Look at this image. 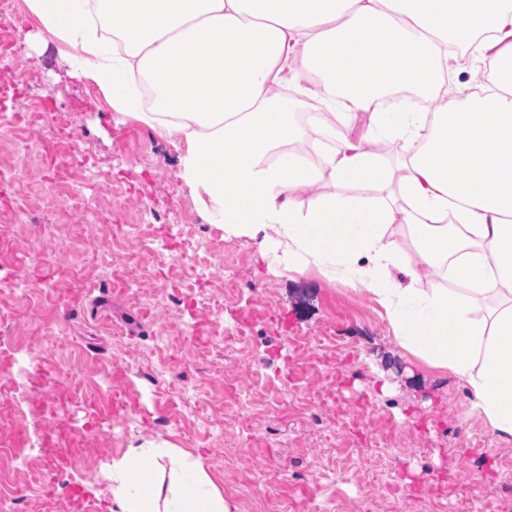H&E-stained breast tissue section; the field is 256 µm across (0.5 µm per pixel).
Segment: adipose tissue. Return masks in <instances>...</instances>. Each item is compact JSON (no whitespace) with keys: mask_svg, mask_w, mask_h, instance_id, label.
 <instances>
[{"mask_svg":"<svg viewBox=\"0 0 512 512\" xmlns=\"http://www.w3.org/2000/svg\"><path fill=\"white\" fill-rule=\"evenodd\" d=\"M24 3L75 75L176 142L207 223L370 294L400 350L512 442V77L473 85L512 62V0ZM372 143L398 149L399 178ZM430 268L445 287L421 288ZM167 455L113 463L112 512H234L200 460Z\"/></svg>","mask_w":512,"mask_h":512,"instance_id":"adipose-tissue-1","label":"adipose tissue"}]
</instances>
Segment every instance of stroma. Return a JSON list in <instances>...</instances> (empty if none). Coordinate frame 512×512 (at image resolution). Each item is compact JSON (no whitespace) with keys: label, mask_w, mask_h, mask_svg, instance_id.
Wrapping results in <instances>:
<instances>
[{"label":"stroma","mask_w":512,"mask_h":512,"mask_svg":"<svg viewBox=\"0 0 512 512\" xmlns=\"http://www.w3.org/2000/svg\"><path fill=\"white\" fill-rule=\"evenodd\" d=\"M0 34V81L27 74L36 98L5 112H50L27 129L38 153L0 137V269L32 292L0 286V470L29 512H111L112 462L147 441L199 456L236 512H512V442L470 411L455 378L408 362L383 309L316 268L285 269L245 237L206 223L179 177L178 152L76 79L55 45ZM74 134L57 137L58 127ZM70 189L94 197L55 216V168L72 148ZM225 295L224 320L167 300L172 289ZM245 335L224 348L222 325ZM39 441L26 465L11 452Z\"/></svg>","instance_id":"35a3bbf8"}]
</instances>
